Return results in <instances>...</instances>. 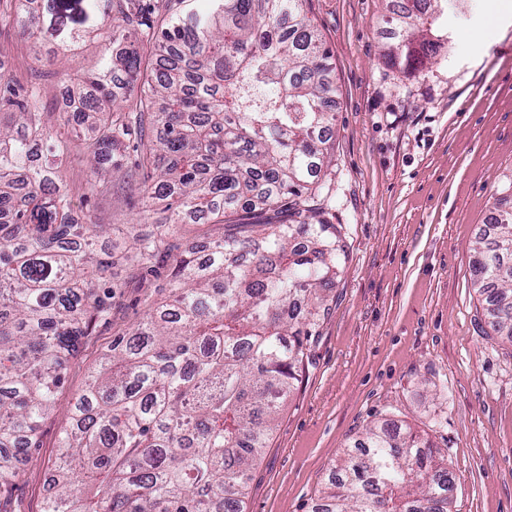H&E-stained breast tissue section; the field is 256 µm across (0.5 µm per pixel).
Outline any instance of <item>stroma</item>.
<instances>
[{
	"label": "stroma",
	"instance_id": "stroma-1",
	"mask_svg": "<svg viewBox=\"0 0 512 512\" xmlns=\"http://www.w3.org/2000/svg\"><path fill=\"white\" fill-rule=\"evenodd\" d=\"M332 56L327 219L347 258L312 361L252 469L244 512H312L342 450L370 423L394 421L448 452L454 512H512V342L483 332L474 241L512 169V14L482 26L481 0L442 15L450 40L412 73L384 59L388 0H308ZM87 160L67 166L69 198L99 224L150 223L137 190L86 192ZM170 266L115 276L112 316L68 365L38 445L0 512H41L68 409L103 350L168 293Z\"/></svg>",
	"mask_w": 512,
	"mask_h": 512
}]
</instances>
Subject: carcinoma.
I'll return each instance as SVG.
<instances>
[{
    "mask_svg": "<svg viewBox=\"0 0 512 512\" xmlns=\"http://www.w3.org/2000/svg\"><path fill=\"white\" fill-rule=\"evenodd\" d=\"M0 0V36L29 44L24 76L0 71V497L37 447L81 340L108 320L112 267L151 269L178 251L167 301L112 340L70 407L41 512H242L251 470L298 382L345 256L324 218L333 150L330 51L306 0ZM386 62L416 69L445 49L435 14L458 0H390ZM91 47L92 66L53 69ZM66 99L45 109L46 82ZM89 157L87 189L135 172L142 212L133 256L97 248L106 225L71 207L63 171ZM133 169L122 170L127 151ZM274 212L275 219L256 216ZM183 224L224 238L179 249ZM475 243L473 284L493 333L512 338V177ZM347 449L313 512H452L442 449L409 427L370 426Z\"/></svg>",
    "mask_w": 512,
    "mask_h": 512,
    "instance_id": "obj_1",
    "label": "carcinoma"
}]
</instances>
